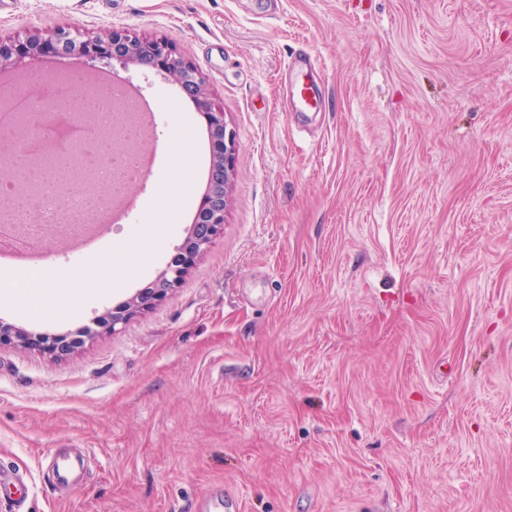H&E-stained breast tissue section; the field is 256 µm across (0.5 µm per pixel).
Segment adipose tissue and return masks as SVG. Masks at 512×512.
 <instances>
[{"instance_id": "ef3b65f1", "label": "adipose tissue", "mask_w": 512, "mask_h": 512, "mask_svg": "<svg viewBox=\"0 0 512 512\" xmlns=\"http://www.w3.org/2000/svg\"><path fill=\"white\" fill-rule=\"evenodd\" d=\"M172 157L171 169L162 176L159 197L164 202V208L157 213L148 214L149 232L144 236H132L127 241L119 242L113 249L114 256L126 257L131 251H138L140 257H148V242L154 240L164 224L177 219L180 202L175 198L170 186L179 182L189 184L193 170L191 162L192 140L185 134L174 133L169 144ZM118 275L113 268L111 259L99 262H85L77 267L58 269L53 278H46L44 271L31 272L24 283L8 279L0 281V289L18 306L29 310H38L45 300H52L59 314H68L78 308L87 298L108 294Z\"/></svg>"}]
</instances>
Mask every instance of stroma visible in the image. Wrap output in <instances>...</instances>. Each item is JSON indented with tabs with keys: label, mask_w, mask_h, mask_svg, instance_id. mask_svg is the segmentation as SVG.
<instances>
[{
	"label": "stroma",
	"mask_w": 512,
	"mask_h": 512,
	"mask_svg": "<svg viewBox=\"0 0 512 512\" xmlns=\"http://www.w3.org/2000/svg\"><path fill=\"white\" fill-rule=\"evenodd\" d=\"M114 26L171 40L235 136L220 237L161 304L54 358L0 347V469L22 512H512V0H0V37ZM318 111L292 107L293 58ZM195 175L149 260L62 316L150 286L208 184L207 122L156 71ZM58 448L84 476L48 475Z\"/></svg>",
	"instance_id": "1"
}]
</instances>
